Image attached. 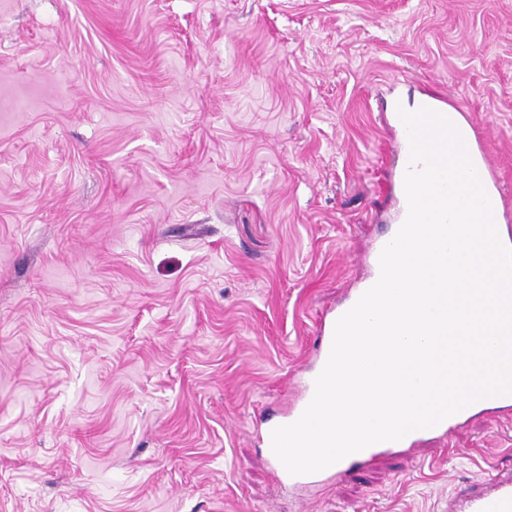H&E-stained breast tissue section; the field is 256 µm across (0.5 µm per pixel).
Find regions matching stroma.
<instances>
[{
	"instance_id": "obj_1",
	"label": "stroma",
	"mask_w": 512,
	"mask_h": 512,
	"mask_svg": "<svg viewBox=\"0 0 512 512\" xmlns=\"http://www.w3.org/2000/svg\"><path fill=\"white\" fill-rule=\"evenodd\" d=\"M433 79L512 195V0H0V512H448L512 406L314 489L254 430L393 229ZM400 103L402 107L408 111L407 104L405 103V99L403 97L397 96L392 99L391 107H390V121L392 125L395 127V129L400 133L401 135V144L400 149L403 154V163L400 168L398 181H397V194H398V200H399V211L396 219V224H402L404 220L406 219L407 213H408V204L407 199L404 191V175L408 166L409 161V153H410V144H409V137L408 132L401 121V119L398 116L397 113V104Z\"/></svg>"
}]
</instances>
